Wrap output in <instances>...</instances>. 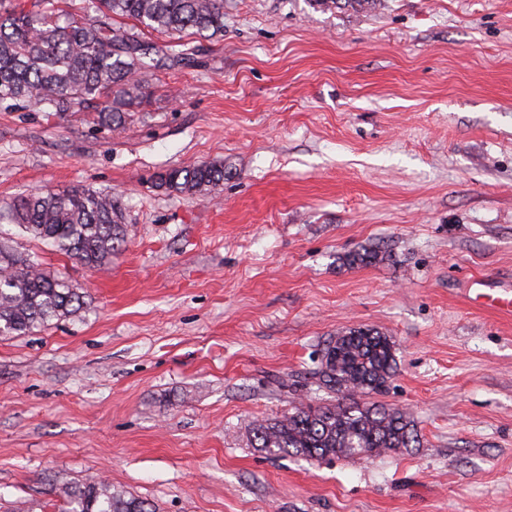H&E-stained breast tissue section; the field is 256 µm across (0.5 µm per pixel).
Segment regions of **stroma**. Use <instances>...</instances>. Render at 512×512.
<instances>
[{
  "label": "stroma",
  "instance_id": "35a3bbf8",
  "mask_svg": "<svg viewBox=\"0 0 512 512\" xmlns=\"http://www.w3.org/2000/svg\"><path fill=\"white\" fill-rule=\"evenodd\" d=\"M190 63L146 76L124 124L0 107V205L111 193L109 269L0 243L82 288L75 316L0 336V506L64 512L55 475L157 512H512V316L470 276L512 281V0H224L211 40L150 33ZM220 163L213 196L156 173ZM370 249L380 263L350 266ZM397 345L381 403L420 447L272 458L253 424L327 394L323 347Z\"/></svg>",
  "mask_w": 512,
  "mask_h": 512
}]
</instances>
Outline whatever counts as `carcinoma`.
<instances>
[{
    "instance_id": "obj_1",
    "label": "carcinoma",
    "mask_w": 512,
    "mask_h": 512,
    "mask_svg": "<svg viewBox=\"0 0 512 512\" xmlns=\"http://www.w3.org/2000/svg\"><path fill=\"white\" fill-rule=\"evenodd\" d=\"M130 19L134 25H118ZM187 31L209 40L224 35V0H80L69 12L61 0H35L19 10L0 0V106H38L45 112L92 107L118 125L145 96L143 76L155 47L145 31ZM224 183V164L167 169L157 187L207 197ZM90 268L104 269L127 230L112 195L90 189H40L0 206V223ZM83 295L40 256L0 244V335L24 334L76 314ZM396 344L369 328L351 329L324 348L320 386L337 402L302 403L282 419L253 428L250 444L274 457L324 459L380 456L420 444L415 422L398 408L360 398L382 394L397 369ZM67 512H155L146 500L105 481L64 484Z\"/></svg>"
}]
</instances>
